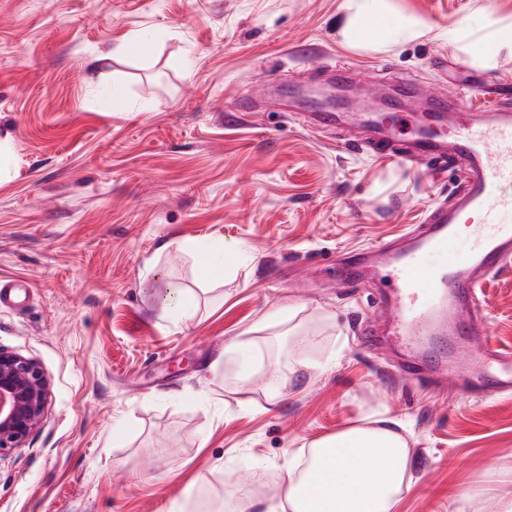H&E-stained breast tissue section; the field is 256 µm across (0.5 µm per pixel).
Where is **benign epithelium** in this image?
Wrapping results in <instances>:
<instances>
[{"label":"benign epithelium","instance_id":"obj_1","mask_svg":"<svg viewBox=\"0 0 512 512\" xmlns=\"http://www.w3.org/2000/svg\"><path fill=\"white\" fill-rule=\"evenodd\" d=\"M49 382L40 364L0 348V453L23 448L47 414Z\"/></svg>","mask_w":512,"mask_h":512}]
</instances>
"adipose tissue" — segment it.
I'll return each mask as SVG.
<instances>
[{
	"label": "adipose tissue",
	"mask_w": 512,
	"mask_h": 512,
	"mask_svg": "<svg viewBox=\"0 0 512 512\" xmlns=\"http://www.w3.org/2000/svg\"><path fill=\"white\" fill-rule=\"evenodd\" d=\"M344 40L379 48L423 34L412 20L388 27L386 0H346ZM409 469L405 440L391 428L354 427L326 436L310 450L305 469L289 465L276 481L290 512H393ZM346 493L337 496L336 485Z\"/></svg>",
	"instance_id": "obj_1"
}]
</instances>
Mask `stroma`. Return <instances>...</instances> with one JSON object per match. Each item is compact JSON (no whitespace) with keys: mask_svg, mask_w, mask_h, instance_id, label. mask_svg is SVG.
<instances>
[{"mask_svg":"<svg viewBox=\"0 0 512 512\" xmlns=\"http://www.w3.org/2000/svg\"><path fill=\"white\" fill-rule=\"evenodd\" d=\"M344 6L0 0V279L31 284L0 311V348L50 383L43 424L0 461V512H233L245 490L275 505V474L314 442L382 419L412 461L395 512L512 498V394L405 379L398 352L361 342L378 280L334 272L452 203L455 174L380 157L361 118L323 125L284 95L330 89L342 65L365 104L400 83L512 104V44L488 63L459 50L512 28V0H390L388 25L425 34L382 51L342 41ZM135 35L149 54L113 55ZM215 239L245 254L236 276L202 278L182 246ZM167 281L188 316L146 301ZM286 306L305 345L272 317ZM477 308L512 349V263Z\"/></svg>","mask_w":512,"mask_h":512,"instance_id":"35a3bbf8","label":"stroma"}]
</instances>
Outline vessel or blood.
I'll return each instance as SVG.
<instances>
[{"label":"vessel or blood","instance_id":"b4317fda","mask_svg":"<svg viewBox=\"0 0 512 512\" xmlns=\"http://www.w3.org/2000/svg\"><path fill=\"white\" fill-rule=\"evenodd\" d=\"M428 114L412 141L410 156L445 165H463L461 188L453 205L430 210L404 247H371L377 270L393 283L377 310L395 343L419 345L403 366L416 378L426 367L452 378L447 355L431 356L422 341L440 301L449 312L476 301L488 276L512 263V109L494 105L474 113L463 91L429 96ZM446 333L462 350L470 387L512 391V351L498 348L487 331L463 338L461 323L449 319Z\"/></svg>","mask_w":512,"mask_h":512}]
</instances>
